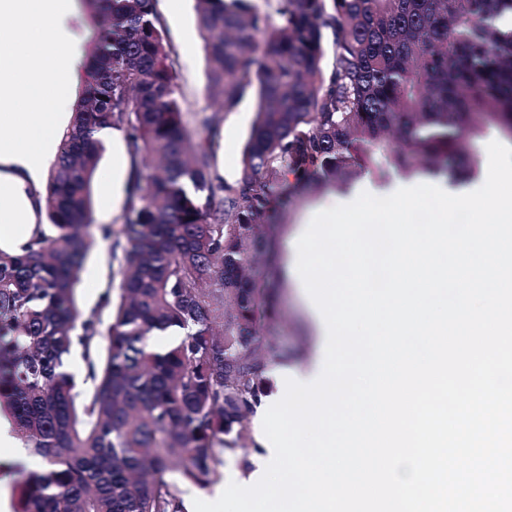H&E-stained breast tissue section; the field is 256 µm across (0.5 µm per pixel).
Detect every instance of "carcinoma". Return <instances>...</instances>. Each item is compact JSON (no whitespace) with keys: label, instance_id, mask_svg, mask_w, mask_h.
<instances>
[{"label":"carcinoma","instance_id":"cac0c4a2","mask_svg":"<svg viewBox=\"0 0 512 512\" xmlns=\"http://www.w3.org/2000/svg\"><path fill=\"white\" fill-rule=\"evenodd\" d=\"M82 2L95 50L46 223L0 250V409L40 460L21 512H187L181 486L219 481L227 452L248 465L245 422L289 358L269 340L288 213L364 174L467 178L476 143L512 139V0H267L276 27L251 0H196L207 96L257 98L232 183L215 173L224 114L183 111L156 0ZM102 128L130 159L117 224L93 220ZM98 242L119 281L82 312Z\"/></svg>","mask_w":512,"mask_h":512}]
</instances>
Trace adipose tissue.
<instances>
[{
  "label": "adipose tissue",
  "instance_id": "ef3b65f1",
  "mask_svg": "<svg viewBox=\"0 0 512 512\" xmlns=\"http://www.w3.org/2000/svg\"><path fill=\"white\" fill-rule=\"evenodd\" d=\"M76 0H0V249L34 235L43 190L76 94L84 56L71 22Z\"/></svg>",
  "mask_w": 512,
  "mask_h": 512
}]
</instances>
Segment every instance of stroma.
<instances>
[{"instance_id": "stroma-1", "label": "stroma", "mask_w": 512, "mask_h": 512, "mask_svg": "<svg viewBox=\"0 0 512 512\" xmlns=\"http://www.w3.org/2000/svg\"><path fill=\"white\" fill-rule=\"evenodd\" d=\"M156 10L178 54L176 93L179 100L192 112L215 111V104L206 94L208 62L194 0H156ZM256 106V96L250 91L224 115L217 135L216 171L226 182H234L241 173L242 152L255 119ZM109 280V251L102 243L86 260L78 290L80 309H95ZM277 302L283 311V322L270 341L275 347L296 352L298 361H305L317 340L309 296L292 280L280 290Z\"/></svg>"}]
</instances>
